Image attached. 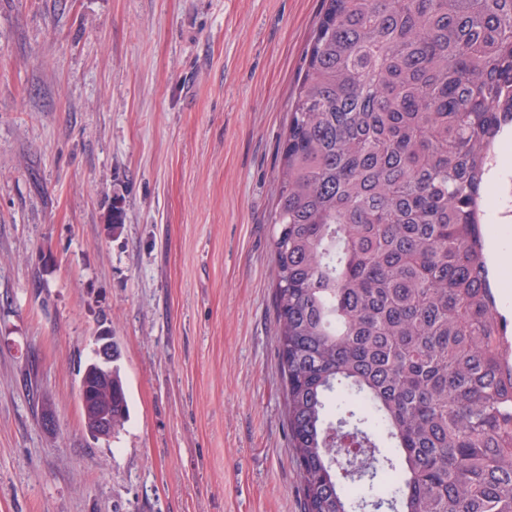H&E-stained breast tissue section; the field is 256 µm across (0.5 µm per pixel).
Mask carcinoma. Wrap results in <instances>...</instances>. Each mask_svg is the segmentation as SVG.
<instances>
[{"instance_id": "obj_1", "label": "carcinoma", "mask_w": 512, "mask_h": 512, "mask_svg": "<svg viewBox=\"0 0 512 512\" xmlns=\"http://www.w3.org/2000/svg\"><path fill=\"white\" fill-rule=\"evenodd\" d=\"M511 125L512 0H326L272 217L303 512H512L483 239ZM106 411L129 416L116 369Z\"/></svg>"}]
</instances>
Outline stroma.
Listing matches in <instances>:
<instances>
[{
    "mask_svg": "<svg viewBox=\"0 0 512 512\" xmlns=\"http://www.w3.org/2000/svg\"><path fill=\"white\" fill-rule=\"evenodd\" d=\"M323 9L0 0V512H302L272 213ZM103 331L107 440L79 399ZM112 336L108 333H102L99 336L98 346L95 349V359L89 364L81 377V388L83 390L85 382H93L97 379L108 377L112 380V406L106 405V412L112 414L100 416L95 405L87 403L81 397V407L87 422V429L92 436L97 439H109L116 426H123L129 416L128 401L123 380L117 370L112 369V359L114 353Z\"/></svg>",
    "mask_w": 512,
    "mask_h": 512,
    "instance_id": "stroma-1",
    "label": "stroma"
}]
</instances>
